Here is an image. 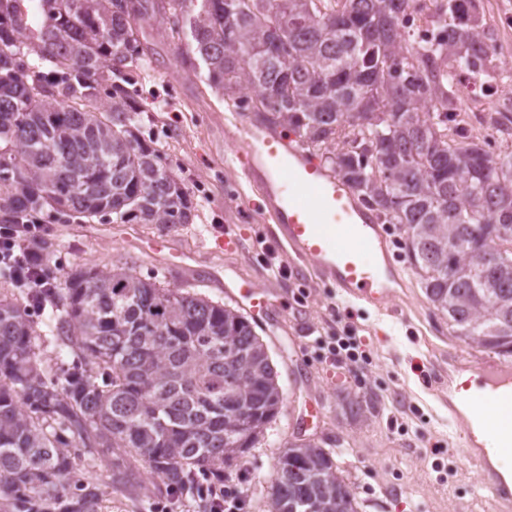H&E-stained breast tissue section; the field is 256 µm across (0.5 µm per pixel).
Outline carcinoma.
I'll list each match as a JSON object with an SVG mask.
<instances>
[{
	"label": "carcinoma",
	"instance_id": "1",
	"mask_svg": "<svg viewBox=\"0 0 512 512\" xmlns=\"http://www.w3.org/2000/svg\"><path fill=\"white\" fill-rule=\"evenodd\" d=\"M0 0V224L62 218L188 224L193 203L141 137L130 71L155 14L182 64L319 156L403 250L432 307L467 344L512 356V153L444 130L455 88L496 55L479 0ZM109 107L98 110L100 96ZM0 292V512H102L74 478L121 448L172 495L242 458L276 420L278 372L248 316L163 288L125 264L81 266L49 289L52 340L77 360L47 374L27 305ZM270 512H358L331 453L292 443Z\"/></svg>",
	"mask_w": 512,
	"mask_h": 512
}]
</instances>
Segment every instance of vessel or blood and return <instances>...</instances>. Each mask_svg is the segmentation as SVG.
<instances>
[{
  "label": "vessel or blood",
  "mask_w": 512,
  "mask_h": 512,
  "mask_svg": "<svg viewBox=\"0 0 512 512\" xmlns=\"http://www.w3.org/2000/svg\"><path fill=\"white\" fill-rule=\"evenodd\" d=\"M233 161L258 193L266 233L290 260L308 265L350 304L387 306L403 279L385 227L351 188L290 139L250 118L233 119ZM253 318L273 303L261 288L239 289ZM448 388V410L462 424L464 445L500 504H512V363L483 359Z\"/></svg>",
  "instance_id": "b4317fda"
}]
</instances>
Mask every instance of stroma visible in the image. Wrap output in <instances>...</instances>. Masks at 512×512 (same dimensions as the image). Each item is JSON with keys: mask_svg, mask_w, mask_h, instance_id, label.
<instances>
[{"mask_svg": "<svg viewBox=\"0 0 512 512\" xmlns=\"http://www.w3.org/2000/svg\"><path fill=\"white\" fill-rule=\"evenodd\" d=\"M139 37L151 50L135 86L140 129L161 147L191 195L192 220L172 228L98 220L54 225V276L78 265L108 269L128 262L140 275L158 277L162 287L232 306L233 287L268 290L275 313L256 330L279 371L284 401L264 440L228 470L244 492L245 512H269L277 460L298 438L331 452L357 496L358 512H512L491 500L462 444L460 425L448 418L449 370L489 352L453 336L427 302L398 248V227L390 224L386 231L404 286L387 310L348 306L309 269L289 267L283 277H271L268 266L282 264L281 251L264 234L251 205L254 191L226 162L235 150L225 129L231 110L206 84L204 71L180 67L162 16L142 22ZM495 44L498 51L480 82L463 78L455 107L472 137L493 139L496 151L509 153L512 129L491 128L489 118L512 108V86L495 99L479 89L480 83H496L500 68L512 67V39ZM227 233L241 234L239 249L215 252L216 240ZM177 253L188 254L186 266H173ZM347 327L360 336L368 358L339 367L318 341ZM313 401L322 414L312 420L307 408ZM112 459L105 453L94 467L77 471L104 486L102 512H200L197 497L168 494L146 468L138 469L133 483L114 482Z\"/></svg>", "mask_w": 512, "mask_h": 512, "instance_id": "obj_1", "label": "stroma"}]
</instances>
